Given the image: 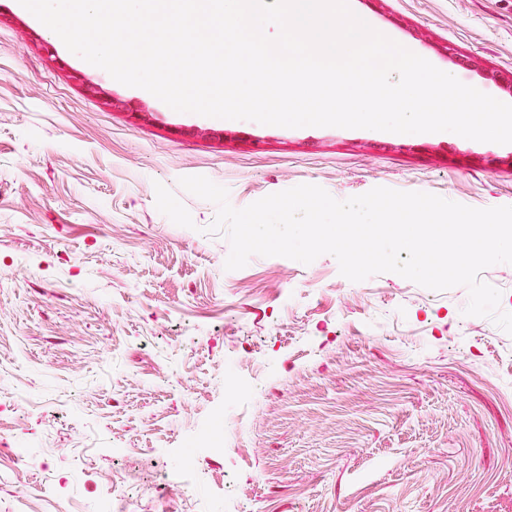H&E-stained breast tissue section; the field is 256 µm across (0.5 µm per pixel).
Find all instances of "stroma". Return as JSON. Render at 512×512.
I'll list each match as a JSON object with an SVG mask.
<instances>
[{
    "instance_id": "stroma-1",
    "label": "stroma",
    "mask_w": 512,
    "mask_h": 512,
    "mask_svg": "<svg viewBox=\"0 0 512 512\" xmlns=\"http://www.w3.org/2000/svg\"><path fill=\"white\" fill-rule=\"evenodd\" d=\"M371 27L512 104V0H349ZM0 0V512H512V335L461 324L469 294L336 258L226 270L202 175L243 208L300 184L512 206V164L448 132L373 136L179 113ZM101 91L93 94L88 82ZM190 212L181 227L155 183ZM257 389L242 453L178 444L224 405V356Z\"/></svg>"
}]
</instances>
